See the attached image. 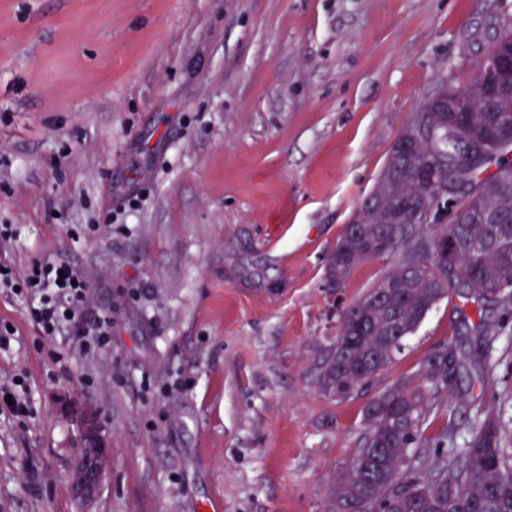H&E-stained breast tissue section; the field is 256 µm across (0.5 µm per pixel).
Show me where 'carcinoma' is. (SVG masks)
Here are the masks:
<instances>
[{"label":"carcinoma","instance_id":"carcinoma-1","mask_svg":"<svg viewBox=\"0 0 512 512\" xmlns=\"http://www.w3.org/2000/svg\"><path fill=\"white\" fill-rule=\"evenodd\" d=\"M476 65L465 95L425 98L398 134L376 186L327 264L333 288L376 260L392 266L342 308L323 349L317 383L345 401L392 365L427 314L453 295L470 324V350L450 341L395 380L364 409L357 448L330 489L325 512H512V413L475 401L455 412L474 381L495 380L512 403V373L499 374L498 338L512 329V75L489 95ZM455 209L453 223L440 212ZM459 246L449 262L440 243ZM500 317L489 322L486 310ZM436 434H426L438 417Z\"/></svg>","mask_w":512,"mask_h":512}]
</instances>
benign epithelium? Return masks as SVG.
Segmentation results:
<instances>
[{"instance_id":"1","label":"benign epithelium","mask_w":512,"mask_h":512,"mask_svg":"<svg viewBox=\"0 0 512 512\" xmlns=\"http://www.w3.org/2000/svg\"><path fill=\"white\" fill-rule=\"evenodd\" d=\"M512 69V43H503L484 63L482 80L488 82L500 71ZM55 411L75 431L74 447L85 452L69 475L75 496L89 501L102 485L110 458L109 434L99 410L86 401L68 395L56 400Z\"/></svg>"}]
</instances>
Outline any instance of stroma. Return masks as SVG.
I'll use <instances>...</instances> for the list:
<instances>
[{"mask_svg": "<svg viewBox=\"0 0 512 512\" xmlns=\"http://www.w3.org/2000/svg\"><path fill=\"white\" fill-rule=\"evenodd\" d=\"M512 0H0V267L77 264L109 346L46 336L0 289V512H323L363 408L456 339L441 301L364 393L324 396L328 254L441 81L463 84ZM95 405V498L55 401Z\"/></svg>", "mask_w": 512, "mask_h": 512, "instance_id": "35a3bbf8", "label": "stroma"}]
</instances>
